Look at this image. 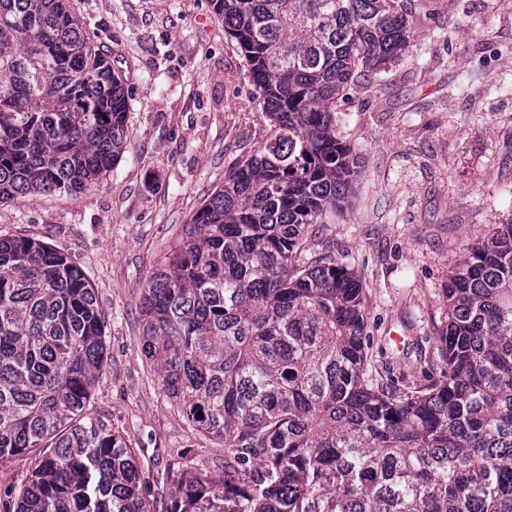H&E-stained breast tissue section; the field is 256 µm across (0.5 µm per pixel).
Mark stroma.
I'll list each match as a JSON object with an SVG mask.
<instances>
[{
	"label": "stroma",
	"instance_id": "1",
	"mask_svg": "<svg viewBox=\"0 0 512 512\" xmlns=\"http://www.w3.org/2000/svg\"><path fill=\"white\" fill-rule=\"evenodd\" d=\"M129 88L121 161L76 195L0 204V235L47 242L91 282L108 361L86 408L124 435L151 512L175 491L178 452L216 470L224 445L192 432L138 346L140 298L225 174L269 137L247 68L210 0H71ZM402 57L339 105L362 174L309 237L363 288L369 368L405 387L438 375L448 268L512 220V0H414Z\"/></svg>",
	"mask_w": 512,
	"mask_h": 512
}]
</instances>
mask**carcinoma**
I'll return each mask as SVG.
<instances>
[{
    "instance_id": "1",
    "label": "carcinoma",
    "mask_w": 512,
    "mask_h": 512,
    "mask_svg": "<svg viewBox=\"0 0 512 512\" xmlns=\"http://www.w3.org/2000/svg\"><path fill=\"white\" fill-rule=\"evenodd\" d=\"M272 133L183 226L140 298L141 352L221 471L165 512H512V221L450 270L448 369L369 377L362 286L314 224L362 174L336 105L413 34L410 0H210ZM128 89L70 0H0V204L77 194L127 142ZM95 290L52 245L0 235V460L39 451L0 512H150L123 435L86 417L107 362Z\"/></svg>"
}]
</instances>
